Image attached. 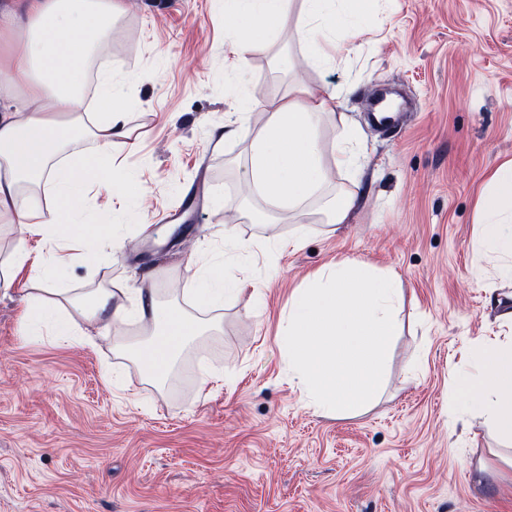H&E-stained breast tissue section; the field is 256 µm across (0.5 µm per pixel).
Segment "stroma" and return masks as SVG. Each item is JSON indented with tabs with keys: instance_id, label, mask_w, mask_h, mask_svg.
<instances>
[{
	"instance_id": "1",
	"label": "stroma",
	"mask_w": 512,
	"mask_h": 512,
	"mask_svg": "<svg viewBox=\"0 0 512 512\" xmlns=\"http://www.w3.org/2000/svg\"><path fill=\"white\" fill-rule=\"evenodd\" d=\"M225 7L125 0L100 56L131 82L132 133L112 154L135 182L119 202L88 190L75 216L88 232L53 282L80 296L149 280L160 303L219 328L160 385L137 365V324L94 349L24 336L22 290L38 274L26 267L0 289V512H512V467L491 455L482 419L448 406L467 346L512 337L500 316L512 282L481 273L477 244L480 190L512 160V0H380L355 52L323 67L292 15L237 66ZM299 84L339 95L320 138L325 190L360 194L348 223H326L310 200L301 225L244 196L267 106ZM387 85L411 108L384 131L365 107ZM344 125L357 135L351 173L335 161ZM346 259L398 274L404 329L380 399L336 418L304 402L277 337L292 291ZM216 260L243 285L223 308H198L190 268Z\"/></svg>"
}]
</instances>
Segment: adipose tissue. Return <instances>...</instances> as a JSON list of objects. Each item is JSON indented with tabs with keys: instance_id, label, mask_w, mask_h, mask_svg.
Listing matches in <instances>:
<instances>
[{
	"instance_id": "1",
	"label": "adipose tissue",
	"mask_w": 512,
	"mask_h": 512,
	"mask_svg": "<svg viewBox=\"0 0 512 512\" xmlns=\"http://www.w3.org/2000/svg\"><path fill=\"white\" fill-rule=\"evenodd\" d=\"M123 0H0V220L23 227L47 244L52 263L42 265L40 281L49 283L71 257L63 238L81 234L73 216L83 204L87 183L105 194L123 195L130 179L112 170V144L131 135L129 89L111 74L98 79L94 110L84 106L88 69L112 39L114 17ZM293 0H227L225 39L239 62H246L254 35L279 27ZM306 0L296 34L308 47L312 64H328L355 51L351 15L372 13L377 0ZM337 96L301 90L273 107L270 120L252 145L250 177L275 203L289 210L318 193L328 178L322 163L320 128L336 110ZM93 146L89 158L71 160L77 136ZM53 186L57 211L41 208V194ZM483 224L479 249L494 258L497 279L512 281V161L498 166L479 195ZM233 275L207 272L196 279L192 294L199 307L221 308L232 296ZM154 288L140 289L136 306L123 293L104 291L89 297L65 296L47 303L33 292L24 295L22 331L36 336L45 322L58 335L80 334L82 324L109 335L113 324L137 318L149 336L136 357L142 372L162 380L192 337L206 322L179 309L156 303ZM471 368L463 389L449 396L454 413L486 417L500 442V455L512 463V341L471 344Z\"/></svg>"
}]
</instances>
